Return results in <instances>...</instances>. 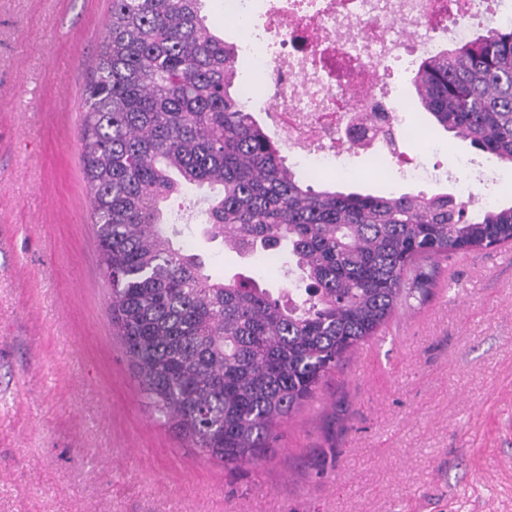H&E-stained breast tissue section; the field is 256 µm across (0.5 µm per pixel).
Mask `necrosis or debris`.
Masks as SVG:
<instances>
[{
  "label": "necrosis or debris",
  "instance_id": "4bbe7bcc",
  "mask_svg": "<svg viewBox=\"0 0 512 512\" xmlns=\"http://www.w3.org/2000/svg\"><path fill=\"white\" fill-rule=\"evenodd\" d=\"M489 1L276 0L256 18L250 0H224L252 62L240 94L272 97L276 130L303 177L347 172L354 138L373 133L356 124L355 110L393 125L409 102L406 85L384 82L389 62L417 63L443 43L469 40L490 15L512 26V0H493V9Z\"/></svg>",
  "mask_w": 512,
  "mask_h": 512
}]
</instances>
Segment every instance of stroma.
<instances>
[{"label":"stroma","mask_w":512,"mask_h":512,"mask_svg":"<svg viewBox=\"0 0 512 512\" xmlns=\"http://www.w3.org/2000/svg\"><path fill=\"white\" fill-rule=\"evenodd\" d=\"M111 0H0V512H512V248L440 268L292 415L267 458L225 468L157 420L114 336L83 178L82 91ZM386 174L338 188L453 191L512 204V163L432 128L417 97ZM441 178L404 181L398 155ZM166 203L183 242L218 275L273 290L272 273L209 240L202 199Z\"/></svg>","instance_id":"stroma-1"}]
</instances>
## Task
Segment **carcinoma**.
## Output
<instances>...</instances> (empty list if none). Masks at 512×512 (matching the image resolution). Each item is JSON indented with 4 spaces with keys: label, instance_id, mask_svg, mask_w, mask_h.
Returning a JSON list of instances; mask_svg holds the SVG:
<instances>
[{
    "label": "carcinoma",
    "instance_id": "carcinoma-1",
    "mask_svg": "<svg viewBox=\"0 0 512 512\" xmlns=\"http://www.w3.org/2000/svg\"><path fill=\"white\" fill-rule=\"evenodd\" d=\"M204 0H111L83 90L90 219L112 326L148 404L226 465L266 457L325 378L424 301L439 260L512 244V205L448 192L314 189L240 96L238 54ZM413 86L445 131L512 162V27L419 64ZM220 187L207 234L243 256L282 254L307 281L273 294L209 273L162 204Z\"/></svg>",
    "mask_w": 512,
    "mask_h": 512
}]
</instances>
